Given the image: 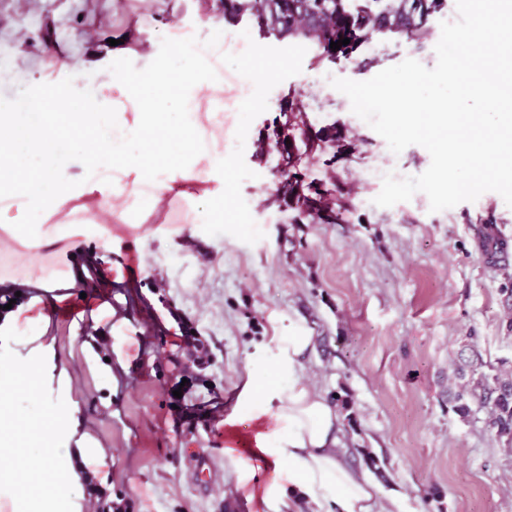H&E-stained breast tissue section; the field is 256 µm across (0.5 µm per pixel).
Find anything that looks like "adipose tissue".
I'll list each match as a JSON object with an SVG mask.
<instances>
[{
	"mask_svg": "<svg viewBox=\"0 0 512 512\" xmlns=\"http://www.w3.org/2000/svg\"><path fill=\"white\" fill-rule=\"evenodd\" d=\"M171 47L186 59V67L154 62L141 70L117 71L91 95L85 91L84 70L72 68L63 82L44 79L38 94L0 99V129L15 133L29 157L46 159L25 189H16L18 158L0 143V219L8 215L13 224L22 225L32 206L72 199L66 161L57 148L78 127L96 132L86 149L85 168L99 192L100 207L116 220H128L142 201L157 203L175 188L209 183L226 168L221 139L191 109L201 94L214 98L223 93L224 43L178 36ZM145 85L161 88L164 99L143 97L140 89ZM27 112L41 114V121L17 128L19 114ZM179 138L188 159L153 160L151 148ZM274 342L277 367L288 384L269 387L266 395L273 404L276 460L288 465L289 495L311 512H380L374 483L341 458L337 410L300 376L302 358L313 343L306 322L289 318L287 335ZM108 465L103 449L54 446L35 467L12 468L9 478L21 499H28L34 483L52 487L66 499L80 483V467L99 471Z\"/></svg>",
	"mask_w": 512,
	"mask_h": 512,
	"instance_id": "ef3b65f1",
	"label": "adipose tissue"
}]
</instances>
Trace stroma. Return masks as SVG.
I'll return each instance as SVG.
<instances>
[{"label":"stroma","instance_id":"obj_1","mask_svg":"<svg viewBox=\"0 0 512 512\" xmlns=\"http://www.w3.org/2000/svg\"><path fill=\"white\" fill-rule=\"evenodd\" d=\"M222 0H141L148 20L140 40L166 57L169 35L197 40L232 35L244 54L224 57L222 117L233 150L224 198L197 188L156 206L159 219L108 225L87 191L85 134L66 148L74 201L85 218L48 223L33 212L60 273L0 275V414L18 434L14 461L36 460L46 441L20 426L62 405L78 408L74 434L57 444L93 441L111 459L98 481L135 512H286L272 492L276 443L258 452L271 422L265 390L278 377L272 315L304 319L314 336L303 373L328 401L346 400L339 446L347 464L369 474L393 512H512V449L486 410L452 409L454 371L477 359L512 369V332L503 321L512 288L480 248L490 227L512 245V207L495 192L433 212L421 192L379 207L382 184L368 171L409 176L430 165L412 145L392 153L356 121L334 77L364 81L412 58L437 62L440 24L458 17L456 0L434 14L417 42L377 36L350 60L316 62L310 45L260 35L248 18L225 22ZM124 22L112 0H0V98L38 92L35 64L56 54L97 86L109 72L140 66L113 56ZM280 63L277 77L237 98L245 69ZM314 130L335 140L300 149L305 182L336 190L346 203L336 224L298 218L267 205L279 155L260 150L289 90ZM196 223H186L189 212ZM189 320L210 349L202 373L187 369L180 347ZM255 391L243 400V384ZM379 468L369 471L364 457ZM267 494L258 502V494Z\"/></svg>","mask_w":512,"mask_h":512}]
</instances>
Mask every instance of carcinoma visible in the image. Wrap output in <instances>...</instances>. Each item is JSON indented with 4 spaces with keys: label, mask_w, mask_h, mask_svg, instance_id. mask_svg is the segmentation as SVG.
<instances>
[{
    "label": "carcinoma",
    "mask_w": 512,
    "mask_h": 512,
    "mask_svg": "<svg viewBox=\"0 0 512 512\" xmlns=\"http://www.w3.org/2000/svg\"><path fill=\"white\" fill-rule=\"evenodd\" d=\"M444 6V0H223L224 19H253L266 35L285 39L291 30H303L299 40L314 46L317 59H349L357 47L377 35L393 33L407 41H416L427 33V23ZM348 38L350 43L334 51L331 42ZM301 113L297 99L280 112L276 129L292 124ZM293 161L291 149L280 152L279 165L288 168V180L272 202L292 198L302 215H318L336 207V198L312 186H304L300 171L288 167ZM487 258L503 253V243L493 232L481 240ZM483 364L467 362L456 369L462 380L452 394L454 412L465 419L472 404L485 409L489 426L497 439L512 447V370L493 375L481 371Z\"/></svg>",
    "instance_id": "obj_1"
}]
</instances>
